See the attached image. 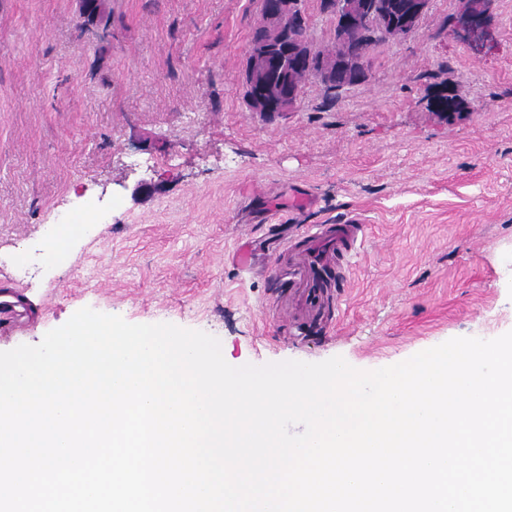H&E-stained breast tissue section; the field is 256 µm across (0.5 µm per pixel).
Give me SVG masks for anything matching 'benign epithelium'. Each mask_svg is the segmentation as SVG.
I'll use <instances>...</instances> for the list:
<instances>
[{
	"mask_svg": "<svg viewBox=\"0 0 512 512\" xmlns=\"http://www.w3.org/2000/svg\"><path fill=\"white\" fill-rule=\"evenodd\" d=\"M492 2L462 0L458 18V33L462 38L477 40L483 37ZM411 5L406 19L391 25L390 4L386 0H328L326 12L332 17L334 43L340 50L336 62L329 63L310 36L304 0H261V8L267 14V34L258 43L249 45L243 73L249 111L273 116L294 111L309 78L319 81L326 89L364 83L368 78V45L377 36L394 40L415 33L428 12L430 0H411ZM294 58L311 69L309 78L284 89L253 91L266 73L282 69L286 60Z\"/></svg>",
	"mask_w": 512,
	"mask_h": 512,
	"instance_id": "obj_1",
	"label": "benign epithelium"
}]
</instances>
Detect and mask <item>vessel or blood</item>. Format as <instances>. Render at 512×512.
Here are the masks:
<instances>
[{
	"mask_svg": "<svg viewBox=\"0 0 512 512\" xmlns=\"http://www.w3.org/2000/svg\"><path fill=\"white\" fill-rule=\"evenodd\" d=\"M364 236L359 223L320 225L305 233L298 245L289 246L294 268L296 299L301 311L318 315L325 304V287L336 272L341 256L353 251Z\"/></svg>",
	"mask_w": 512,
	"mask_h": 512,
	"instance_id": "1",
	"label": "vessel or blood"
}]
</instances>
